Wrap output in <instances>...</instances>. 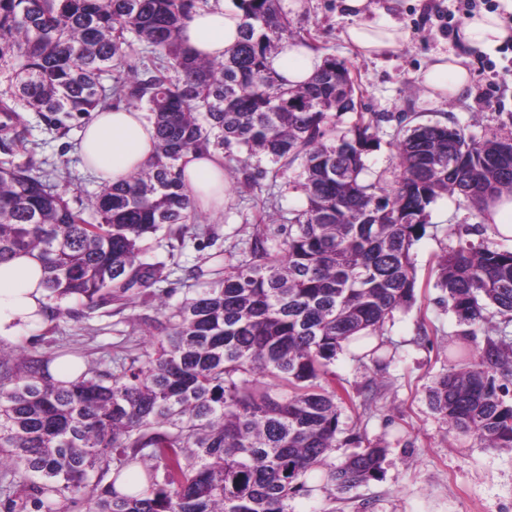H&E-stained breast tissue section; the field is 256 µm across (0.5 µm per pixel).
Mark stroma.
Segmentation results:
<instances>
[{"instance_id":"obj_1","label":"stroma","mask_w":512,"mask_h":512,"mask_svg":"<svg viewBox=\"0 0 512 512\" xmlns=\"http://www.w3.org/2000/svg\"><path fill=\"white\" fill-rule=\"evenodd\" d=\"M439 2L368 0L366 20L396 24L405 35L396 52L372 58L346 42L352 19L343 0H302L297 12L287 0L279 3L294 31L321 57L345 61L359 111L380 115V145L367 157L368 176L388 187L396 186L401 172L391 143L407 126L440 123L464 127L479 139L512 137V72L490 77L481 68V49L463 46L456 36L426 24L428 7ZM436 54L466 57L471 84L464 96L438 102L418 85L416 72ZM22 118L26 151H18L0 131V160L34 161L74 197L85 200L99 192L100 180L85 169L77 149L84 118L67 119L64 132L54 127L53 115L26 112ZM249 170L254 189L229 186L223 212L204 215V233L187 235L175 245L164 237L152 241L150 256L165 261L170 276L150 288L147 297L131 299L118 313L82 301L64 302L53 330L25 329L19 342L34 355L66 346L102 372L148 350V321L157 315L159 298L174 305L199 289L191 267L236 263L261 227L276 240L285 239L288 219L304 204L302 192L292 186L295 171L280 173L274 164L255 158ZM468 227L483 238L491 236L478 208L456 196L437 199L413 250L416 300L385 327V341L397 349L394 361L378 367L344 353L331 366L353 398L342 409L343 427L364 443L388 447L378 478L346 494L321 492L289 501L288 512H512V448H487L457 437L427 400L429 387L451 365L449 350L462 342L465 330L435 285L436 260Z\"/></svg>"}]
</instances>
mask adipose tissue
<instances>
[{"label": "adipose tissue", "instance_id": "adipose-tissue-1", "mask_svg": "<svg viewBox=\"0 0 512 512\" xmlns=\"http://www.w3.org/2000/svg\"><path fill=\"white\" fill-rule=\"evenodd\" d=\"M241 12L227 4L196 10L182 29L181 37L192 52L223 60L240 36ZM508 32L497 14L482 11L469 18L460 32L470 46L491 49ZM345 39L361 55L371 57L401 48L404 34L384 21H358L348 27ZM322 64L321 56L306 46H289L272 61L274 70L289 84L309 81ZM419 85L433 99H451L470 82L462 58L436 55L416 75ZM80 155L101 180L117 184L143 168L158 152V140L146 113L123 105L93 113L79 143ZM182 178L196 211L219 213L224 209L228 187L224 181V154L185 151L180 161ZM44 271L35 255L21 253L0 264V339L10 340L40 323L47 305Z\"/></svg>", "mask_w": 512, "mask_h": 512}]
</instances>
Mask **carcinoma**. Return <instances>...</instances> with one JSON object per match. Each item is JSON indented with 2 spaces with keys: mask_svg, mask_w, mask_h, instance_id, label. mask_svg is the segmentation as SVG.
<instances>
[{
  "mask_svg": "<svg viewBox=\"0 0 512 512\" xmlns=\"http://www.w3.org/2000/svg\"><path fill=\"white\" fill-rule=\"evenodd\" d=\"M237 2L239 40L215 61L181 39L204 0H0V70L11 72L0 130L14 144L27 145L17 130L26 110L88 119L114 97L144 107L159 142L154 161L86 202L29 161L0 162V263L21 251L42 262L47 321L62 301L109 307L168 280L143 242L201 229L179 164L188 149L244 150L229 158L234 174L253 157L296 166L306 199L282 242L257 232L246 258L210 270L179 305H159L153 351L123 359L117 374L88 367L57 382L49 363L70 371L77 355L0 345L5 512H288L297 497L377 478L384 445L329 462L362 443L340 425L352 398L330 366L415 301L411 249L437 198L481 209L512 195V138L478 140L456 125L420 124L391 143L395 188L367 180L378 119L359 112L338 129L354 93L345 63L327 57L311 81L288 84L272 59L297 36L278 0ZM128 34L146 46L142 68L107 88L101 77L121 64ZM436 274L461 323L478 326L492 308L504 327L474 352L456 350L472 362L442 374L429 405L458 434L512 448V248L460 237ZM352 357L388 365L395 353L379 342Z\"/></svg>",
  "mask_w": 512,
  "mask_h": 512,
  "instance_id": "carcinoma-1",
  "label": "carcinoma"
}]
</instances>
